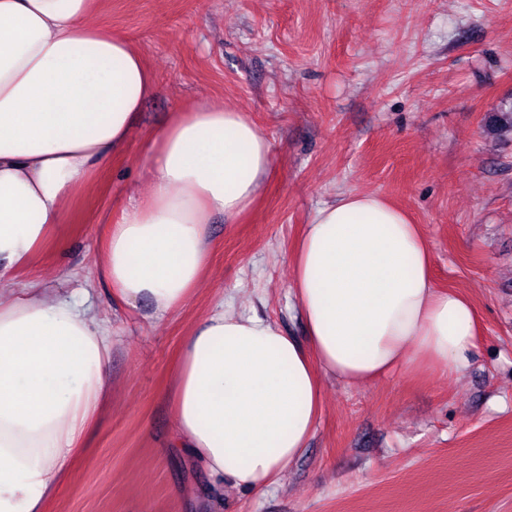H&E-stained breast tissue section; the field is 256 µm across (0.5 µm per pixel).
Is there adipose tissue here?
<instances>
[{
  "instance_id": "adipose-tissue-1",
  "label": "adipose tissue",
  "mask_w": 512,
  "mask_h": 512,
  "mask_svg": "<svg viewBox=\"0 0 512 512\" xmlns=\"http://www.w3.org/2000/svg\"><path fill=\"white\" fill-rule=\"evenodd\" d=\"M94 0H0V279L50 242L72 195L126 150L155 85ZM152 188L110 225L100 273L115 301L161 320L202 282L212 215L235 222L272 169L246 113H177L149 155ZM306 342L216 306L186 336L170 399L176 445L216 478L264 492L307 447L321 381L357 385L426 365L464 373L469 298L438 288L419 225L375 194L318 209L290 256ZM102 321L34 285L0 293V512H46L112 397Z\"/></svg>"
}]
</instances>
